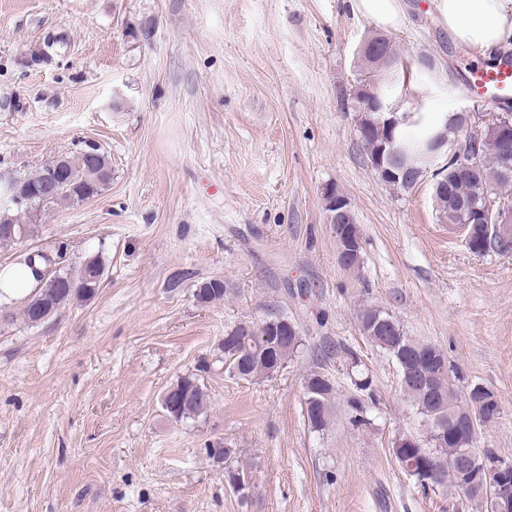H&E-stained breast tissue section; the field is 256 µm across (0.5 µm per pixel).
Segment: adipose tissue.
<instances>
[{
  "label": "adipose tissue",
  "mask_w": 512,
  "mask_h": 512,
  "mask_svg": "<svg viewBox=\"0 0 512 512\" xmlns=\"http://www.w3.org/2000/svg\"><path fill=\"white\" fill-rule=\"evenodd\" d=\"M441 24L454 40L480 52L493 50L512 35V0H433ZM354 11L378 27L396 30L405 21L403 0H351ZM41 261L0 265V305L29 298L35 292Z\"/></svg>",
  "instance_id": "ef3b65f1"
}]
</instances>
